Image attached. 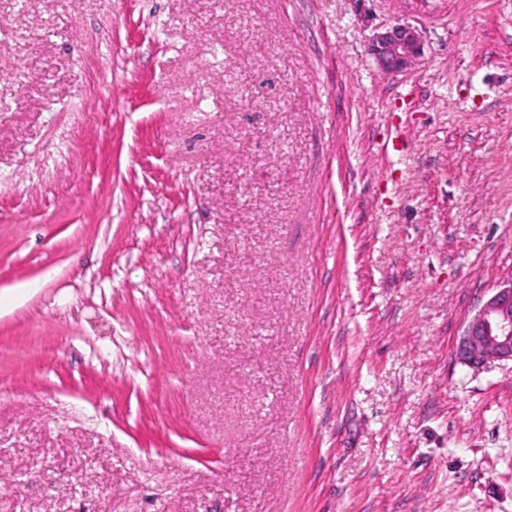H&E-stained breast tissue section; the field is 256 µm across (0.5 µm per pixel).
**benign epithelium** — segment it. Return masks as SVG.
<instances>
[{"label": "benign epithelium", "mask_w": 512, "mask_h": 512, "mask_svg": "<svg viewBox=\"0 0 512 512\" xmlns=\"http://www.w3.org/2000/svg\"><path fill=\"white\" fill-rule=\"evenodd\" d=\"M369 51L381 70L394 74L416 64L423 44L414 27L398 23L376 33ZM454 358L474 369L494 362H512V278L495 289L465 320Z\"/></svg>", "instance_id": "obj_1"}]
</instances>
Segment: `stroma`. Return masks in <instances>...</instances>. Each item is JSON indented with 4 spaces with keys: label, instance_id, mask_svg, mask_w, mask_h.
I'll return each instance as SVG.
<instances>
[{
    "label": "stroma",
    "instance_id": "1",
    "mask_svg": "<svg viewBox=\"0 0 512 512\" xmlns=\"http://www.w3.org/2000/svg\"><path fill=\"white\" fill-rule=\"evenodd\" d=\"M511 277L512 0H0V512H512ZM369 51L378 66L386 73H401L411 69L423 53L418 31L406 23H398L377 32ZM454 358L474 369L494 362H512V277L465 320Z\"/></svg>",
    "mask_w": 512,
    "mask_h": 512
}]
</instances>
